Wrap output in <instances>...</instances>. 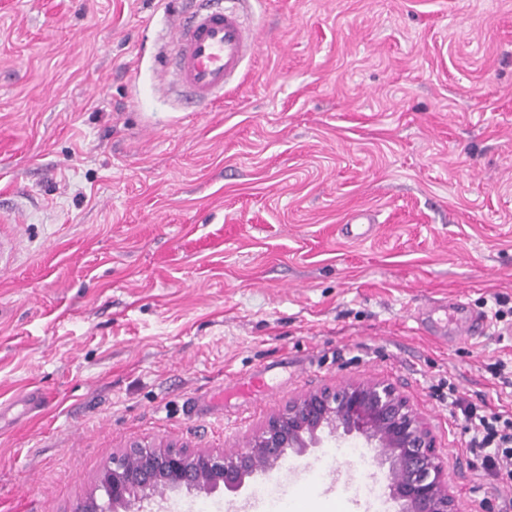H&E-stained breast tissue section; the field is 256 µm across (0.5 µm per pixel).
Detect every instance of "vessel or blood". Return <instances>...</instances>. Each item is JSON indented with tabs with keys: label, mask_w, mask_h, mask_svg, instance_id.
I'll return each instance as SVG.
<instances>
[{
	"label": "vessel or blood",
	"mask_w": 512,
	"mask_h": 512,
	"mask_svg": "<svg viewBox=\"0 0 512 512\" xmlns=\"http://www.w3.org/2000/svg\"><path fill=\"white\" fill-rule=\"evenodd\" d=\"M245 9L242 2L227 9L204 2L176 29L169 64L194 101L223 98L228 81L240 73L258 42L257 30L244 20Z\"/></svg>",
	"instance_id": "vessel-or-blood-1"
}]
</instances>
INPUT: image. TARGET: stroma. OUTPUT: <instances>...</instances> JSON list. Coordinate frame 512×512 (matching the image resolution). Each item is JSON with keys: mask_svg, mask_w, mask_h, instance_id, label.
<instances>
[{"mask_svg": "<svg viewBox=\"0 0 512 512\" xmlns=\"http://www.w3.org/2000/svg\"><path fill=\"white\" fill-rule=\"evenodd\" d=\"M181 7L0 0V512H73L134 440L239 451L351 379L431 425L461 512H505L448 387L512 414V0H252L212 110L159 87ZM452 302L488 331L432 336ZM327 453L156 508L393 512Z\"/></svg>", "mask_w": 512, "mask_h": 512, "instance_id": "35a3bbf8", "label": "stroma"}]
</instances>
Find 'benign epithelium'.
Segmentation results:
<instances>
[{
	"label": "benign epithelium",
	"mask_w": 512,
	"mask_h": 512,
	"mask_svg": "<svg viewBox=\"0 0 512 512\" xmlns=\"http://www.w3.org/2000/svg\"><path fill=\"white\" fill-rule=\"evenodd\" d=\"M353 434L379 448L376 463L396 476L388 489L397 512H458L429 424L380 380L344 381L288 403L235 453L132 442L97 475L107 503L92 495L75 512H144L160 486L210 493L222 485L237 493L247 479L281 467L288 455L318 448L326 437Z\"/></svg>",
	"instance_id": "benign-epithelium-1"
}]
</instances>
